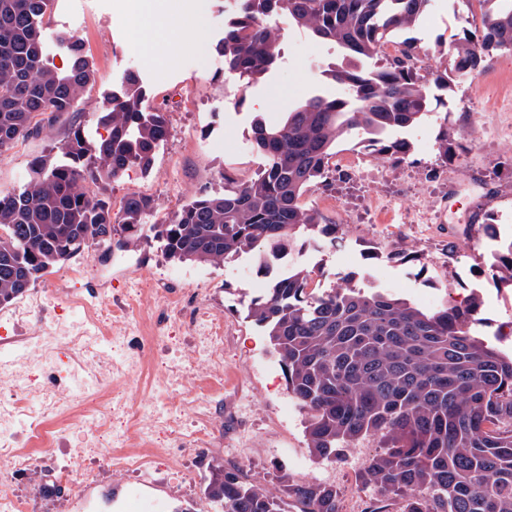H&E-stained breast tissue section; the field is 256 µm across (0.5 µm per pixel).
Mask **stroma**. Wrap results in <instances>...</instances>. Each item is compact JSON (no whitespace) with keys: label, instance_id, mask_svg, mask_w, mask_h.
Masks as SVG:
<instances>
[{"label":"stroma","instance_id":"stroma-1","mask_svg":"<svg viewBox=\"0 0 512 512\" xmlns=\"http://www.w3.org/2000/svg\"><path fill=\"white\" fill-rule=\"evenodd\" d=\"M203 27L177 44L156 41V63L133 47V30L125 0H55L43 24L46 54L56 67V37L68 31L82 38L95 70L83 92L77 122L94 132L93 114L107 92L118 89L125 71L137 72L150 106L167 113L170 134L159 146L152 169H134L112 185V205L126 194L152 197L157 218L177 211L204 186L220 189L229 170L246 179L264 165L253 150L255 116L279 120L300 96L339 93L319 70L336 58V49L315 42L295 24L281 27L280 59L275 71L244 89L224 72L216 51L224 36V0H196ZM478 6L463 0H432L416 32L423 46L449 45L466 23L479 20ZM181 55L177 67L164 65L165 55ZM69 127L58 124L40 135L19 140L0 154V191L20 189L31 176L30 163L51 149L62 148ZM411 155L393 166L379 160L351 135L339 144L338 156L359 159L358 170L334 169L332 185L305 195L307 205L342 224L336 246L308 251L303 261L314 281L338 284L357 274L359 286L376 285L426 309L463 302L479 294L490 321L485 334L494 337L500 324L512 322V288L499 286L483 273L495 247L482 226L494 217L504 237L512 236V50L497 52L490 68L457 80L442 93L429 118L410 131ZM448 153L440 155L439 141ZM428 205L429 221L412 220L414 200ZM249 257L221 266L170 261L150 238L127 248L91 246L58 265L12 304L0 307V354L13 358L10 339L35 327L75 323L91 334L101 332L88 312L112 307V386L139 400L145 384L177 370L216 422L208 438L177 448L164 431L152 439L129 438L124 453L147 458L138 474L121 475L91 460L78 485L55 483L52 474L70 455L91 447V433L59 431L53 448L19 445L40 462L39 469L15 479L30 512H132L134 499L152 503L156 512H213L203 488L215 462L242 468L260 484L275 486L309 476L335 484L342 512L377 492L360 485L345 462L319 464L304 433L305 414L288 393L277 357L263 331L247 317L249 299L265 288ZM197 303L224 319V384H213L196 366L193 339L205 335L204 322H188L167 308L162 295ZM142 300L135 317H127L130 299ZM179 458L172 468L171 458Z\"/></svg>","mask_w":512,"mask_h":512}]
</instances>
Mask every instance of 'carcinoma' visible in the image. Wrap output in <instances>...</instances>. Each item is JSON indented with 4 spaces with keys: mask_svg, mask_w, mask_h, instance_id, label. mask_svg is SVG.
I'll return each instance as SVG.
<instances>
[{
    "mask_svg": "<svg viewBox=\"0 0 512 512\" xmlns=\"http://www.w3.org/2000/svg\"><path fill=\"white\" fill-rule=\"evenodd\" d=\"M216 50L224 70L247 89L273 71L281 34L267 24L286 13L314 39L336 46L339 61L320 70L343 97L303 98L278 125L257 118L252 146L264 167L247 180L224 172V190L205 186L157 224L154 199L127 194L116 211L113 182L131 168L146 173L169 135L163 112L146 106L136 74L93 113L105 134L71 129L62 157L32 160L30 180L0 192V306L22 296L50 268L91 244L123 248L142 236L178 263L218 265L244 255L266 288L247 305L285 370L289 394L305 413L307 448L333 462L344 448L375 438L380 450L356 479L397 502L394 512H512V357L483 336L482 301L424 310L395 292L364 288L345 276L332 288L312 287L298 262L285 274L275 257L330 247L344 225L302 201L331 186L336 146L361 131L392 165L410 155L406 138L431 112V88L486 71L497 51L512 49V0H477L480 24L465 28L442 60L411 36L431 0H233ZM54 0H0V154L19 139L80 114L94 79L84 43L68 33L59 45L65 70L49 65L42 21ZM394 42L399 54L383 46ZM97 186L90 195L86 183ZM512 287V243L484 270ZM204 495L214 512H339L334 484L287 481L273 493L241 468L212 466Z\"/></svg>",
    "mask_w": 512,
    "mask_h": 512,
    "instance_id": "carcinoma-1",
    "label": "carcinoma"
}]
</instances>
